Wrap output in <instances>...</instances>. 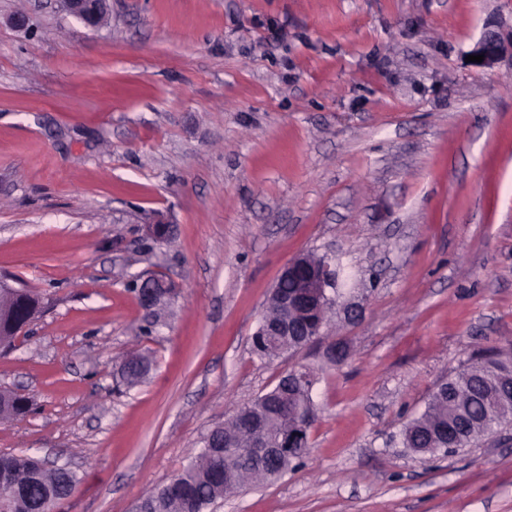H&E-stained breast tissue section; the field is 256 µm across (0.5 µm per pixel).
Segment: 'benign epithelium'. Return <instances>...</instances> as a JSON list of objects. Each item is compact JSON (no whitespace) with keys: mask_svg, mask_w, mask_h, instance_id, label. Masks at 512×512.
I'll list each match as a JSON object with an SVG mask.
<instances>
[{"mask_svg":"<svg viewBox=\"0 0 512 512\" xmlns=\"http://www.w3.org/2000/svg\"><path fill=\"white\" fill-rule=\"evenodd\" d=\"M63 11L83 21L87 26L98 29L109 18V0H57ZM472 55H484V60L476 64L482 70H493L506 57L512 59V27L506 29L501 23L491 19L485 23L479 40L470 50ZM174 226L164 215L158 213L147 225V236L159 242L167 240ZM281 280H293L296 288H274L265 305L259 324V334L267 337L270 348L277 350L283 342L295 334L294 320L309 317L313 327L325 321L326 313L333 303L328 290L336 284L335 273L329 265L312 260L308 255H298L290 259L279 276ZM176 293L174 283L164 277L145 278L138 288V300L146 316L153 312ZM236 425L235 434H245L250 445L249 451L258 457L271 458L283 463L288 457L299 452L306 423L297 420L291 427L275 439H270L264 431L249 422L241 413L232 419Z\"/></svg>","mask_w":512,"mask_h":512,"instance_id":"1","label":"benign epithelium"}]
</instances>
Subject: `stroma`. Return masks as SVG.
Returning <instances> with one entry per match:
<instances>
[{"label":"stroma","instance_id":"obj_1","mask_svg":"<svg viewBox=\"0 0 512 512\" xmlns=\"http://www.w3.org/2000/svg\"><path fill=\"white\" fill-rule=\"evenodd\" d=\"M492 18L512 0H111L100 29L0 0V276L46 304L0 351L34 403L0 451L68 464L56 512H135L300 365L302 464L207 512H512V423L448 456L401 438L512 358V62L465 61ZM310 252L343 269L327 337L265 363L251 337ZM156 273L178 295L152 326L132 286ZM131 353L153 365L120 391Z\"/></svg>","mask_w":512,"mask_h":512}]
</instances>
